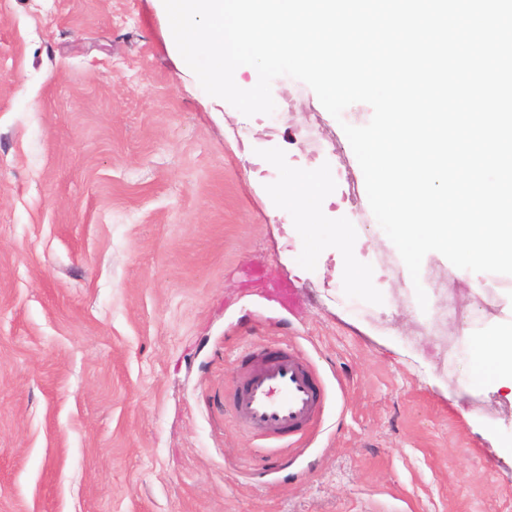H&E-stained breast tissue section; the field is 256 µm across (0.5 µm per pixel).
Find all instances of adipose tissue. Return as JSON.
Segmentation results:
<instances>
[{
	"label": "adipose tissue",
	"instance_id": "obj_1",
	"mask_svg": "<svg viewBox=\"0 0 512 512\" xmlns=\"http://www.w3.org/2000/svg\"><path fill=\"white\" fill-rule=\"evenodd\" d=\"M337 188L335 172L312 166L287 172L273 186L280 208L295 219V230L304 245V264H312L327 251L334 250L342 278L353 288L363 290L373 274L358 269L350 246L356 235L353 225L329 223L323 203ZM467 372L464 389L490 384L512 398V319L487 335L467 333Z\"/></svg>",
	"mask_w": 512,
	"mask_h": 512
}]
</instances>
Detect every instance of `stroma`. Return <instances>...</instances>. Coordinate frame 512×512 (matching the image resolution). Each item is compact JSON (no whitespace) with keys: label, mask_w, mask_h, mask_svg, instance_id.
Returning <instances> with one entry per match:
<instances>
[{"label":"stroma","mask_w":512,"mask_h":512,"mask_svg":"<svg viewBox=\"0 0 512 512\" xmlns=\"http://www.w3.org/2000/svg\"><path fill=\"white\" fill-rule=\"evenodd\" d=\"M271 91L250 117L208 95L160 0H0V512H512V401L461 389L463 328L495 330L512 288L437 252L412 280L342 129L371 107ZM303 165L340 170L326 218L356 225L366 290L334 251L299 265L268 188ZM268 342L326 381L308 447H262L227 405Z\"/></svg>","instance_id":"35a3bbf8"}]
</instances>
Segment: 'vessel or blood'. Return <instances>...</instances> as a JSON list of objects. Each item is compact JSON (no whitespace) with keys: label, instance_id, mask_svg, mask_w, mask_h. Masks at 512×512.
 Wrapping results in <instances>:
<instances>
[{"label":"vessel or blood","instance_id":"b4317fda","mask_svg":"<svg viewBox=\"0 0 512 512\" xmlns=\"http://www.w3.org/2000/svg\"><path fill=\"white\" fill-rule=\"evenodd\" d=\"M245 361L230 396L237 424L271 443L306 441L321 422L326 399L313 365L293 346L253 351Z\"/></svg>","mask_w":512,"mask_h":512}]
</instances>
